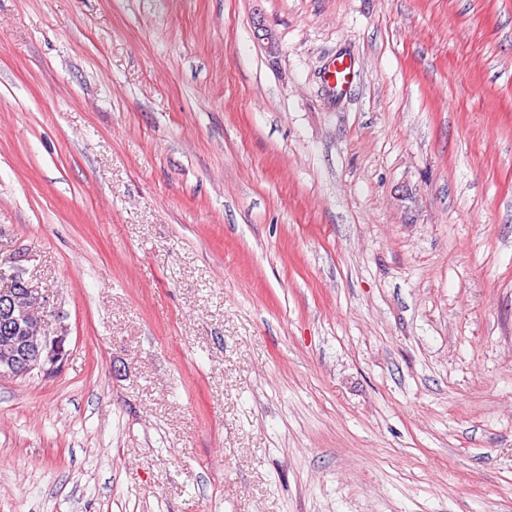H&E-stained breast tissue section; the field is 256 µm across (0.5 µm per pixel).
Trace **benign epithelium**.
Instances as JSON below:
<instances>
[{"instance_id": "benign-epithelium-1", "label": "benign epithelium", "mask_w": 512, "mask_h": 512, "mask_svg": "<svg viewBox=\"0 0 512 512\" xmlns=\"http://www.w3.org/2000/svg\"><path fill=\"white\" fill-rule=\"evenodd\" d=\"M48 297L17 271L0 267V333L9 336L0 351V377H21L38 369L59 371L69 356L68 336L46 329Z\"/></svg>"}]
</instances>
